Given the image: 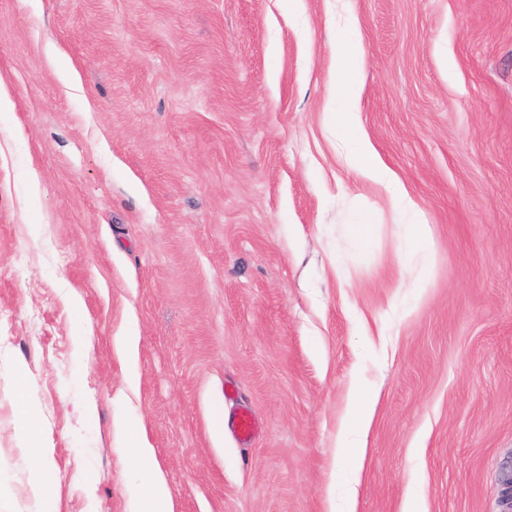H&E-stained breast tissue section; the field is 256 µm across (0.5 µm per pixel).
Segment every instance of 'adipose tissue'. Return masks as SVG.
<instances>
[{
  "instance_id": "adipose-tissue-1",
  "label": "adipose tissue",
  "mask_w": 512,
  "mask_h": 512,
  "mask_svg": "<svg viewBox=\"0 0 512 512\" xmlns=\"http://www.w3.org/2000/svg\"><path fill=\"white\" fill-rule=\"evenodd\" d=\"M363 63L364 52L359 40L349 33L340 36L333 54L338 97L331 119L337 131L357 140L349 157L351 164L367 178L383 186L393 205L407 208L412 201L403 185L379 162L374 149L359 137L354 106L360 96L358 75ZM14 407L22 424L21 440L36 474L32 483L33 496L36 504L41 505L46 500V490L52 478L50 452L43 438L37 410L28 392L25 372L21 369L15 373ZM120 425L127 438L126 464L140 477L134 490V512H175L174 499L161 475L141 421L125 418Z\"/></svg>"
}]
</instances>
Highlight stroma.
<instances>
[{
	"mask_svg": "<svg viewBox=\"0 0 512 512\" xmlns=\"http://www.w3.org/2000/svg\"><path fill=\"white\" fill-rule=\"evenodd\" d=\"M347 23L360 132L435 240L412 297L404 218L328 116ZM0 72V512L34 510L19 367L54 512H132L121 414L176 512H331L350 491L356 512H502L512 0H0ZM357 387L377 400L361 458L341 442ZM14 388V407L22 424L21 440L26 445L24 449L31 459L33 470L39 476L32 483V492L37 506L34 512H49L42 507L47 499L46 490L52 478L50 452L43 438L37 410L28 392L25 371L21 368L15 373Z\"/></svg>",
	"mask_w": 512,
	"mask_h": 512,
	"instance_id": "obj_1",
	"label": "stroma"
}]
</instances>
